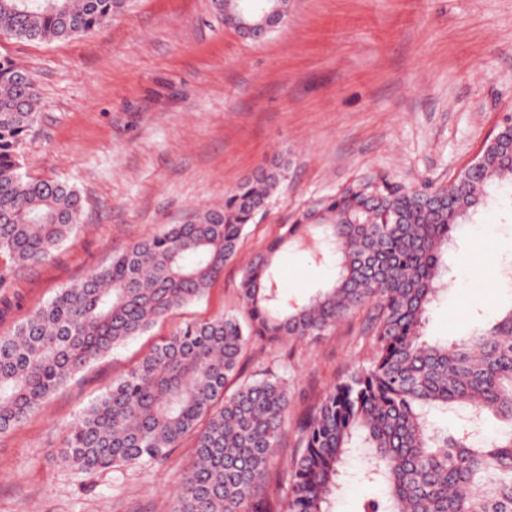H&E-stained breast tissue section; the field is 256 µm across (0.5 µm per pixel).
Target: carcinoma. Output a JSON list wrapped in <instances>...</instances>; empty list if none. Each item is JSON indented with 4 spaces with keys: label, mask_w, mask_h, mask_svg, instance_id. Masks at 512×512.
<instances>
[{
    "label": "carcinoma",
    "mask_w": 512,
    "mask_h": 512,
    "mask_svg": "<svg viewBox=\"0 0 512 512\" xmlns=\"http://www.w3.org/2000/svg\"><path fill=\"white\" fill-rule=\"evenodd\" d=\"M129 0H0V32L69 40L122 14ZM28 70L0 57V255L46 259L77 229L82 199L68 183L20 172L19 148L37 121ZM287 169L284 157L198 211L112 256L37 306L0 336V434L24 423L72 376L167 314L202 297L238 257L247 224ZM512 187V124L485 142L478 168L448 186L419 188L386 177L360 180L311 202L247 264L244 313L188 322L112 382L70 424L62 460L84 474L166 462L191 439L195 460L171 512H268L260 494L288 413L283 376L224 392L249 339L316 340L365 312L369 363L332 384L297 423L300 452L286 512H329L353 445L367 448L366 478L384 487L361 512H512V306L457 342L429 343L422 329L441 291L453 233ZM335 259V278L309 297L281 295L274 267L305 241ZM470 409L454 436L433 410ZM504 423L482 432L488 416Z\"/></svg>",
    "instance_id": "1"
}]
</instances>
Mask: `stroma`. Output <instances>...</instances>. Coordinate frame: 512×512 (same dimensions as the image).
<instances>
[{"label": "stroma", "instance_id": "obj_1", "mask_svg": "<svg viewBox=\"0 0 512 512\" xmlns=\"http://www.w3.org/2000/svg\"><path fill=\"white\" fill-rule=\"evenodd\" d=\"M285 22L243 38L212 0H131L107 26L33 44L0 34L6 56L35 77L37 123L20 147L23 173L80 192L78 230L45 261L0 284V336L64 286L131 243L224 194L277 156L288 172L247 225L243 258L279 236L310 201L359 178L447 184L512 114V0H289ZM512 260V213L492 207L457 233L453 287L433 307L425 340L457 339L512 306V281L479 287L486 260ZM241 261L199 300L94 361L15 430L0 435V512H170L193 461L185 441L161 465L84 475L57 455L68 425L184 323L241 308ZM334 274L305 250L277 260L282 292L302 297ZM363 318L316 342L246 345L241 380L272 368L291 405L264 487L284 512L295 424L327 388L369 362ZM354 448L332 512H359L381 488Z\"/></svg>", "mask_w": 512, "mask_h": 512}]
</instances>
